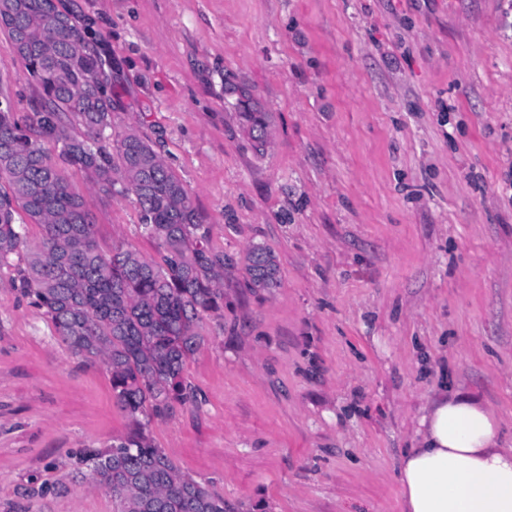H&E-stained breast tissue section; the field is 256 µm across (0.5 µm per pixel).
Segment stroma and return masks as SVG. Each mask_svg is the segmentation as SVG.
I'll use <instances>...</instances> for the list:
<instances>
[{
  "instance_id": "stroma-1",
  "label": "stroma",
  "mask_w": 512,
  "mask_h": 512,
  "mask_svg": "<svg viewBox=\"0 0 512 512\" xmlns=\"http://www.w3.org/2000/svg\"><path fill=\"white\" fill-rule=\"evenodd\" d=\"M222 251L224 311L149 433L227 512H403L397 471L441 384L512 443V0H60ZM248 89L255 150L226 89ZM39 91L0 33V102ZM103 248L150 258L134 196L69 169ZM268 248L275 288L246 285ZM132 427L109 372L0 280V512H112L79 453Z\"/></svg>"
}]
</instances>
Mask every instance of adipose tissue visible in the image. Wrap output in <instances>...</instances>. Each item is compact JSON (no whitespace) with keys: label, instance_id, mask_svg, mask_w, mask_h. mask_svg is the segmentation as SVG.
Segmentation results:
<instances>
[{"label":"adipose tissue","instance_id":"ef3b65f1","mask_svg":"<svg viewBox=\"0 0 512 512\" xmlns=\"http://www.w3.org/2000/svg\"><path fill=\"white\" fill-rule=\"evenodd\" d=\"M402 456L403 512H512V446L500 422L463 389L429 401Z\"/></svg>","mask_w":512,"mask_h":512}]
</instances>
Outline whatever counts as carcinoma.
I'll return each instance as SVG.
<instances>
[{
    "label": "carcinoma",
    "instance_id": "carcinoma-1",
    "mask_svg": "<svg viewBox=\"0 0 512 512\" xmlns=\"http://www.w3.org/2000/svg\"><path fill=\"white\" fill-rule=\"evenodd\" d=\"M0 31L40 94L23 119L0 103V271L73 355L106 367L116 405L135 424L107 449H84L81 476L111 494L112 512H226L224 498L180 475L148 430L195 399L184 365L202 342L204 315L224 309V252L210 245L190 191L153 144L112 133L113 90L96 89L106 60L85 30L55 25L44 0H0ZM49 144L62 145L61 162L89 174L103 195H134L156 257L100 248ZM30 224L43 231L34 248ZM245 270L253 288L278 284L275 257L262 246L250 249Z\"/></svg>",
    "mask_w": 512,
    "mask_h": 512
}]
</instances>
